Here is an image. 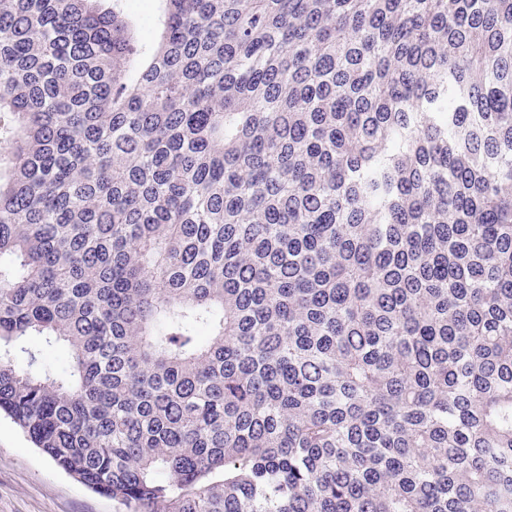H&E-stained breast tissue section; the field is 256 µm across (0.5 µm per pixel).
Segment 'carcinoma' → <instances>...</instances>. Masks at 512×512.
<instances>
[{"label":"carcinoma","mask_w":512,"mask_h":512,"mask_svg":"<svg viewBox=\"0 0 512 512\" xmlns=\"http://www.w3.org/2000/svg\"><path fill=\"white\" fill-rule=\"evenodd\" d=\"M100 2L0 0V413L119 512H512V0ZM125 12L137 25L141 40L148 42L153 38L160 4L157 0H124Z\"/></svg>","instance_id":"1"}]
</instances>
